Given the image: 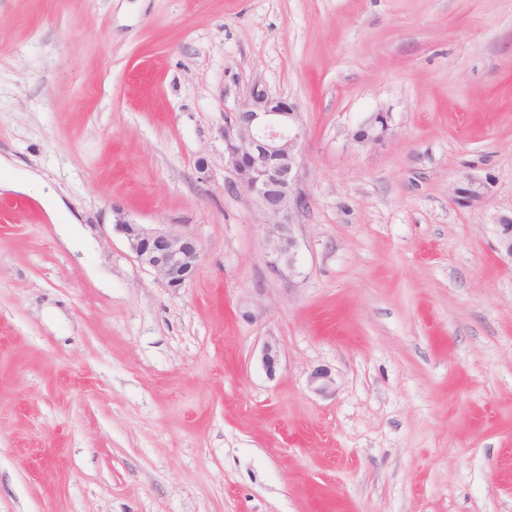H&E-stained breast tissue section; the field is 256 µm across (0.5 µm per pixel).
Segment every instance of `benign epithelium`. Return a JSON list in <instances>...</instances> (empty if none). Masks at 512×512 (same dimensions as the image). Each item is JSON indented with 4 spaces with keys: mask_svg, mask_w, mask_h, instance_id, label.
<instances>
[{
    "mask_svg": "<svg viewBox=\"0 0 512 512\" xmlns=\"http://www.w3.org/2000/svg\"><path fill=\"white\" fill-rule=\"evenodd\" d=\"M299 117L295 104L257 85L222 128L235 187L255 203L266 228L268 266L285 279L296 273L298 242L293 217L304 204L299 188L304 167ZM388 122L389 113H376L355 133V140L361 144L380 141ZM113 229L124 237L137 261L153 270L168 287L181 288L194 277L200 248L192 235L148 228L120 213ZM498 251L512 259L511 223L498 225ZM278 358L276 344L266 343L262 364L270 377L275 374ZM334 385L331 372L324 368L314 370L309 377L310 388L320 395L332 394Z\"/></svg>",
    "mask_w": 512,
    "mask_h": 512,
    "instance_id": "7a95c632",
    "label": "benign epithelium"
}]
</instances>
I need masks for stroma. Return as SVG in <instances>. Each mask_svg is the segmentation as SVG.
Listing matches in <instances>:
<instances>
[{
  "mask_svg": "<svg viewBox=\"0 0 512 512\" xmlns=\"http://www.w3.org/2000/svg\"><path fill=\"white\" fill-rule=\"evenodd\" d=\"M256 85L304 131L289 280L224 153ZM12 171L0 512H512V0H0ZM389 113L377 112L355 133V140L361 144L380 141L388 129ZM113 229L121 234L137 261L153 270L169 288H182L195 275L198 241L189 233L145 227L117 216Z\"/></svg>",
  "mask_w": 512,
  "mask_h": 512,
  "instance_id": "35a3bbf8",
  "label": "stroma"
}]
</instances>
